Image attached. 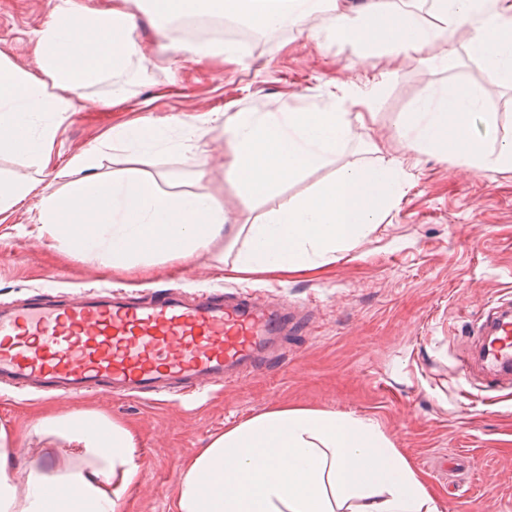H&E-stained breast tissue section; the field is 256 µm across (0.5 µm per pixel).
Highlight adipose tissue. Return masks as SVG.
<instances>
[{
	"label": "adipose tissue",
	"instance_id": "adipose-tissue-1",
	"mask_svg": "<svg viewBox=\"0 0 512 512\" xmlns=\"http://www.w3.org/2000/svg\"><path fill=\"white\" fill-rule=\"evenodd\" d=\"M129 0L109 7L62 0L52 21L34 34L39 64L31 72L0 54V157L21 156L35 177L0 174V215L37 197L39 231L57 252L101 262L114 271L149 279L150 261L185 262L224 241L230 217L209 192L173 191L136 168L100 173L103 149L134 155L156 150L199 155L204 138L223 128L231 150L226 180L246 201L276 194L305 173L332 168L311 194L266 212L247 230V245L230 268L239 276L300 272L335 259L373 233L403 194L402 163L335 162L355 136L346 104L370 105L377 84L330 95L324 105L289 112H206L181 122L179 138L162 123L142 118L114 126L59 167L52 164L56 132L75 107H86L89 88L125 73L143 58L134 37ZM331 15L328 33L360 48L402 54L448 43L464 28L470 57L498 84L512 88V16L503 0H431L421 17L395 0H369L350 12L345 0H150L148 22L174 38L177 17H242L259 30L307 26ZM470 90L439 87L405 113L411 149L456 148L460 166L512 172V141L499 139L494 119L473 135L470 117L482 111ZM59 188L48 191L43 175ZM37 433L79 447L72 457L45 449L27 466L18 491L14 467L19 434L0 425V512H120L140 469L132 426L83 410L40 417ZM172 512H439L421 475L393 448L378 426L346 414L304 406H278L215 434L182 468Z\"/></svg>",
	"mask_w": 512,
	"mask_h": 512
}]
</instances>
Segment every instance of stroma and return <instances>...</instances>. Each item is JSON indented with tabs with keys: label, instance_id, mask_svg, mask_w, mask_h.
Instances as JSON below:
<instances>
[{
	"label": "stroma",
	"instance_id": "35a3bbf8",
	"mask_svg": "<svg viewBox=\"0 0 512 512\" xmlns=\"http://www.w3.org/2000/svg\"><path fill=\"white\" fill-rule=\"evenodd\" d=\"M57 0H0V53L35 69L32 32L53 19ZM135 37L145 60L91 88L99 105L74 112L58 129L53 156L67 160L112 126L136 117L164 123L201 112L299 110L323 102L342 84L382 83L371 114L337 165L404 162L405 194L376 231L317 270L228 279L236 249L223 263L204 255L190 262L155 259L150 289L177 282L200 288L246 290L288 305L307 323L303 335L285 336L279 361L262 373L206 389L192 400L89 395L43 399L0 387V423L19 432L17 468L49 447L34 426L46 409L100 411L135 428L142 466L121 502V512H170L180 469L223 432L274 405L336 411L378 425L388 442L420 471L441 512H512V378L471 366L476 325L496 301L512 302V173L469 171L454 155L409 153L398 128L405 112L435 87L477 91L512 138V90L466 52L467 36L448 44L447 68L427 59V47L399 57L360 58L347 44L307 40L298 29L264 32L239 46V63L217 81L207 61L185 60L170 48L159 61L156 35L139 17ZM127 98L111 105L114 88ZM382 152L374 154L371 144ZM206 176L195 181L190 153L133 157L106 150L105 174L135 167L167 176L173 190L206 189L224 201L233 219L250 223L270 200L244 203L224 180L228 148L222 130L203 141ZM39 211L27 200L0 222V303L46 294L58 299L91 287L132 288L131 279L103 264L61 255L38 237Z\"/></svg>",
	"mask_w": 512,
	"mask_h": 512
}]
</instances>
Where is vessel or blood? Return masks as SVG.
<instances>
[{
    "label": "vessel or blood",
    "instance_id": "b4317fda",
    "mask_svg": "<svg viewBox=\"0 0 512 512\" xmlns=\"http://www.w3.org/2000/svg\"><path fill=\"white\" fill-rule=\"evenodd\" d=\"M301 326L286 306L247 291L36 295L0 308V382L74 397L190 395L253 375L277 358L279 336ZM488 329L499 339L490 356L500 370L512 364V311L495 312Z\"/></svg>",
    "mask_w": 512,
    "mask_h": 512
}]
</instances>
